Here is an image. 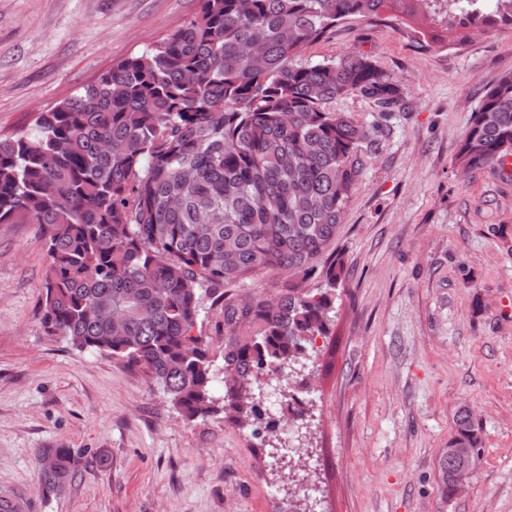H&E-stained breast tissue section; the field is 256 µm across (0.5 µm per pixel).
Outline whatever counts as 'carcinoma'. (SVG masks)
Segmentation results:
<instances>
[{
    "label": "carcinoma",
    "mask_w": 512,
    "mask_h": 512,
    "mask_svg": "<svg viewBox=\"0 0 512 512\" xmlns=\"http://www.w3.org/2000/svg\"><path fill=\"white\" fill-rule=\"evenodd\" d=\"M448 29L512 27V0H198L197 12L151 48L101 72L40 113L33 127L0 135V224L42 227L46 335L104 354L162 389L188 422L224 420L280 440L308 424L309 401L291 384L331 299L302 283L322 274L334 289L344 262L318 260L336 242L357 188L368 128L331 107L358 95L383 109L403 88L360 52L316 64L300 53L344 21L387 15ZM512 158V70L473 113L457 159L465 171ZM288 275L278 294L247 303L224 287L258 270ZM222 303V365L193 334L204 299ZM288 388L282 415L263 400L267 382ZM224 396H214L215 383ZM460 408L450 448H477ZM44 498L71 481L79 457L46 448ZM458 459L440 461L456 494Z\"/></svg>",
    "instance_id": "carcinoma-1"
}]
</instances>
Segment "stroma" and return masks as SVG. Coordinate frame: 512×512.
<instances>
[{
  "label": "stroma",
  "instance_id": "obj_1",
  "mask_svg": "<svg viewBox=\"0 0 512 512\" xmlns=\"http://www.w3.org/2000/svg\"><path fill=\"white\" fill-rule=\"evenodd\" d=\"M197 0H0V134L30 128L114 62L154 45ZM347 21L305 62L367 54L404 89L383 112L336 111L373 130L335 243L345 266L317 341L310 441L317 488L294 512H512V178L462 173L459 145L487 89L512 70V28ZM39 225L0 224V494L29 512H283L269 447L215 416L188 422L141 374L46 336ZM481 443L469 490L442 492L460 408ZM81 456L56 498L37 450ZM106 466H98L97 456Z\"/></svg>",
  "mask_w": 512,
  "mask_h": 512
}]
</instances>
